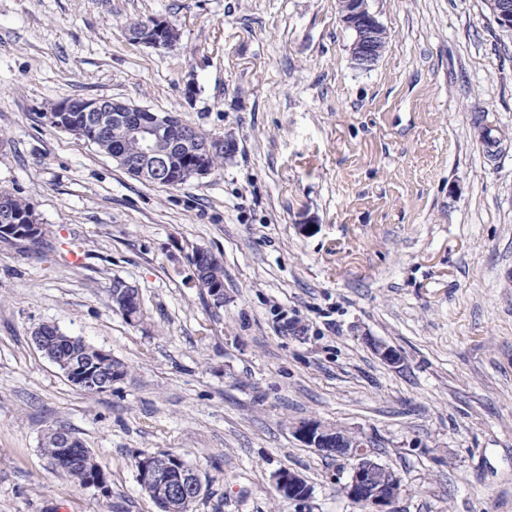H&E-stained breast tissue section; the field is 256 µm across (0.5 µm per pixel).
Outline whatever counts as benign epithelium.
<instances>
[{
    "mask_svg": "<svg viewBox=\"0 0 512 512\" xmlns=\"http://www.w3.org/2000/svg\"><path fill=\"white\" fill-rule=\"evenodd\" d=\"M341 22L354 33L351 45V60L361 70H369L379 61L385 49L388 32L369 10L368 0H336ZM489 11L497 25L506 31H512V0H488ZM130 39L155 49H172L177 43L178 29L170 22L154 19L127 29ZM145 108L121 100L83 98L58 104L50 112L51 122L59 128L85 137L89 128H98L104 123V113H112V121L125 123L128 113L143 112ZM67 112L84 113V125L71 126L63 120ZM476 142L492 159H497L508 148L503 138L495 135L497 128L480 119L475 123ZM128 133L140 144L136 155L121 154L116 159L121 167L132 174L141 176L168 178L172 168V156L159 149L161 127L155 124L138 122L128 125ZM230 154L235 150L231 138L215 137L204 143L197 153L207 154L213 151ZM121 299L126 309L141 308L139 292L136 288L119 283ZM68 381L87 393H104L112 390V380L91 373L82 364L70 360H60L49 356ZM295 435L309 447L326 454L335 455L348 462V480L345 484L347 495L367 509V512H394L392 505L402 493V479L389 467L375 461L368 450L367 442L345 431L327 427L317 421H303L295 427ZM167 453H147L138 459V479L142 487L165 478L171 467ZM278 495L293 503H302L309 498L310 488L298 473L288 469L280 470L273 476ZM202 489L196 474L183 467L178 477L172 479L171 491L175 499L186 498Z\"/></svg>",
    "mask_w": 512,
    "mask_h": 512,
    "instance_id": "obj_1",
    "label": "benign epithelium"
}]
</instances>
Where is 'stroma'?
Listing matches in <instances>:
<instances>
[{"instance_id": "35a3bbf8", "label": "stroma", "mask_w": 512, "mask_h": 512, "mask_svg": "<svg viewBox=\"0 0 512 512\" xmlns=\"http://www.w3.org/2000/svg\"><path fill=\"white\" fill-rule=\"evenodd\" d=\"M368 3L389 39L361 70L336 0H0V187L45 230L0 241V512H158L143 452L208 480L193 512H363L347 462L295 436L304 420L367 440L403 479L398 512H512V149L491 161L474 138L481 114L512 137V34L485 0ZM152 18L175 49L129 39ZM83 97L177 113L236 150L147 182L48 123ZM199 249L224 258L223 306L193 280ZM117 281L140 321L112 309ZM42 323L126 376L75 388L33 343ZM56 425L110 496L50 465ZM285 468L304 506L277 495ZM119 288H121L120 292H119ZM117 293H122L121 299H122L123 304L127 310H132V309L138 310L141 308L140 296H139L138 290L130 285L118 283L117 288H111L109 290V297L112 300V305L115 306L119 310V312H121L122 315L128 321L132 322V321L139 319L142 316V310L139 311V315L135 318V320L129 319L127 317V315L121 311L120 306L118 304L119 303V295L117 296L116 295ZM273 483L278 495L288 502L302 503L310 495V488L305 485L304 479L290 469L280 470L273 476Z\"/></svg>"}]
</instances>
